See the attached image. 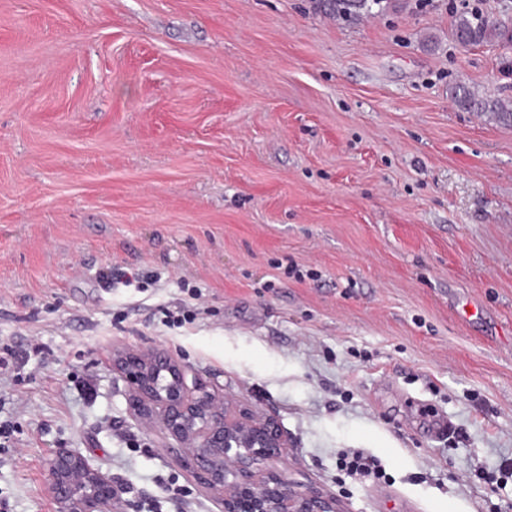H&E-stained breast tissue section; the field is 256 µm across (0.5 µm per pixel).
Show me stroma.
Returning a JSON list of instances; mask_svg holds the SVG:
<instances>
[{"label": "stroma", "instance_id": "stroma-1", "mask_svg": "<svg viewBox=\"0 0 512 512\" xmlns=\"http://www.w3.org/2000/svg\"><path fill=\"white\" fill-rule=\"evenodd\" d=\"M461 10L0 0L4 512H59V448L139 512H220L113 379L155 348L341 512H512V127L449 99L512 97V43L458 46ZM346 470L351 473L365 476H380L381 468L378 460L372 456H364L362 453L346 456L342 461Z\"/></svg>", "mask_w": 512, "mask_h": 512}]
</instances>
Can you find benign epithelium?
Returning a JSON list of instances; mask_svg holds the SVG:
<instances>
[{
  "label": "benign epithelium",
  "mask_w": 512,
  "mask_h": 512,
  "mask_svg": "<svg viewBox=\"0 0 512 512\" xmlns=\"http://www.w3.org/2000/svg\"><path fill=\"white\" fill-rule=\"evenodd\" d=\"M112 371L135 418L158 429L222 512H339L336 498L274 467L288 448L277 418L225 403L189 365L161 349L119 351ZM46 467L63 512H125L117 483L77 450H54Z\"/></svg>",
  "instance_id": "benign-epithelium-1"
}]
</instances>
